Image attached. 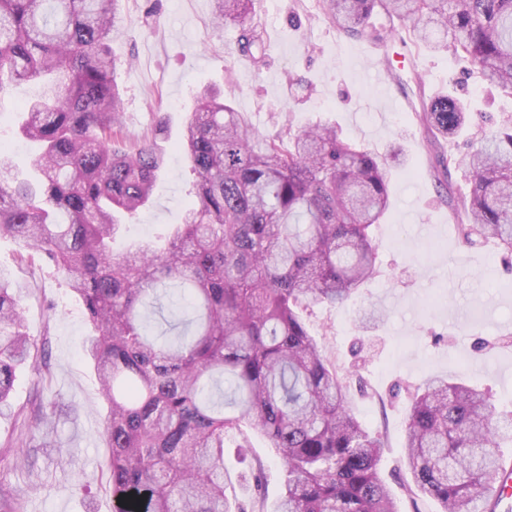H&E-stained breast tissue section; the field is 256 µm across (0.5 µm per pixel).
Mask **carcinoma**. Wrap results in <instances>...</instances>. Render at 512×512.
Listing matches in <instances>:
<instances>
[{"label": "carcinoma", "mask_w": 512, "mask_h": 512, "mask_svg": "<svg viewBox=\"0 0 512 512\" xmlns=\"http://www.w3.org/2000/svg\"><path fill=\"white\" fill-rule=\"evenodd\" d=\"M121 0H0V94L35 82L20 134L38 144L23 173L0 147V237L50 262L82 301L83 343L108 403L112 512H242L226 494L224 435L256 432L286 473L272 512H399L377 465L382 443L351 412L345 377L324 355L304 313L343 304L377 274L370 236L389 206L387 159L334 127L265 136L205 89L179 144L196 175L182 223L160 246L122 254L120 216L150 202L164 155L158 120L140 145H122L121 99L110 43ZM253 0H214L220 28L241 27L238 48L266 51L248 23ZM349 36L378 10L409 22L430 51H452L512 93V0H320ZM422 122L431 145L468 122L451 94L430 98ZM444 172L465 164L470 193L452 208L461 243L494 240L512 253V123L462 158L436 156ZM193 333L167 346L144 311L165 282ZM24 285L0 273V416L12 412L17 370L36 364L26 332ZM54 412L30 409L49 427ZM512 411L476 386L434 377L413 395L404 433L414 488L440 512H486V492L506 459Z\"/></svg>", "instance_id": "obj_1"}]
</instances>
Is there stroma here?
<instances>
[{
    "label": "stroma",
    "instance_id": "obj_1",
    "mask_svg": "<svg viewBox=\"0 0 512 512\" xmlns=\"http://www.w3.org/2000/svg\"><path fill=\"white\" fill-rule=\"evenodd\" d=\"M213 0H122L123 31L111 44L122 96L123 131L139 138L165 116L157 146L165 166L152 204L135 218L117 248L165 236L192 199L195 175L178 144L185 122L206 87L223 91L253 130L278 132L283 123L302 129L336 126L361 149L388 161L389 208L371 229L379 273L341 306L318 304L305 319L324 354L345 375L349 406L383 444L379 470L399 512H439V505L410 492L404 431L411 394L434 376L461 375L485 391L499 410H512V256L495 242L466 247L448 206L449 194L468 190L457 167L436 177L433 153L419 115L424 101L454 89L471 108L468 132L440 144L465 156L480 137L512 118V96L483 81L452 52H431L410 25L390 32L384 13L371 19L372 34L348 36L321 12L319 0H254L252 20L266 42L262 63L237 45L238 27L212 24ZM303 83L288 95L289 79ZM38 86L23 84L0 96V145L18 167L30 147L16 122ZM21 245L0 238V270L25 286L26 331L45 346L49 377L32 365L18 369L15 408L27 407L37 380L43 401L56 406L49 447L34 468L0 452V484L21 499L23 512H112L108 449L101 440L107 406L82 344L91 327L67 283L41 260H20ZM375 307L381 319L360 329L359 311ZM237 432L225 437L230 473L260 468L262 488L235 484L246 512L255 498L271 504L282 489L284 468L269 443L251 434L239 453Z\"/></svg>",
    "mask_w": 512,
    "mask_h": 512
}]
</instances>
